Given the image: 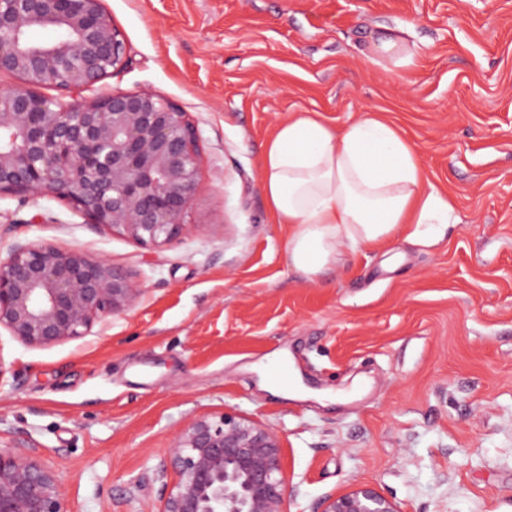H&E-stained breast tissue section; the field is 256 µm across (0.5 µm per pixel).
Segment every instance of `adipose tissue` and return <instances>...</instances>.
<instances>
[{
  "label": "adipose tissue",
  "mask_w": 512,
  "mask_h": 512,
  "mask_svg": "<svg viewBox=\"0 0 512 512\" xmlns=\"http://www.w3.org/2000/svg\"><path fill=\"white\" fill-rule=\"evenodd\" d=\"M262 181L278 223L295 227L288 262L310 279L337 243L359 250L402 235L429 248L458 221L453 199L425 185L400 131L372 114L341 131L315 114L281 122L264 149Z\"/></svg>",
  "instance_id": "adipose-tissue-1"
}]
</instances>
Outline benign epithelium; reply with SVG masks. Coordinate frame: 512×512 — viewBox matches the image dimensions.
Listing matches in <instances>:
<instances>
[{
  "instance_id": "benign-epithelium-1",
  "label": "benign epithelium",
  "mask_w": 512,
  "mask_h": 512,
  "mask_svg": "<svg viewBox=\"0 0 512 512\" xmlns=\"http://www.w3.org/2000/svg\"><path fill=\"white\" fill-rule=\"evenodd\" d=\"M51 29L52 41L32 33ZM126 64L104 0H0V196L52 195L97 229L142 244L177 238L200 187L202 148L188 113L150 89L84 96ZM60 91L54 99L40 89ZM142 293L129 271L82 250L15 243L0 258V327L47 348L87 335ZM172 482L159 512H287L284 446L232 412L191 419L162 464ZM54 470L0 448V512H64ZM319 512H403L374 485L328 495Z\"/></svg>"
}]
</instances>
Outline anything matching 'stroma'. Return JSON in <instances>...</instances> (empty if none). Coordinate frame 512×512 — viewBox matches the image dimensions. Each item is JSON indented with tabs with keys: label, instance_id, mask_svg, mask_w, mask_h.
Returning a JSON list of instances; mask_svg holds the SVG:
<instances>
[{
	"label": "stroma",
	"instance_id": "stroma-1",
	"mask_svg": "<svg viewBox=\"0 0 512 512\" xmlns=\"http://www.w3.org/2000/svg\"><path fill=\"white\" fill-rule=\"evenodd\" d=\"M127 45L104 89H152L197 123L189 227L160 247L94 228L52 196L0 197L16 242L87 250L143 293L84 337L26 346L0 329V448L35 449L68 512H158L162 460L197 416L282 438L287 512L375 485L402 512H512V0H105ZM409 56L377 54L382 35ZM343 129L379 114L458 222L315 279L288 263L263 150L281 120ZM288 354L302 396L257 365Z\"/></svg>",
	"mask_w": 512,
	"mask_h": 512
}]
</instances>
